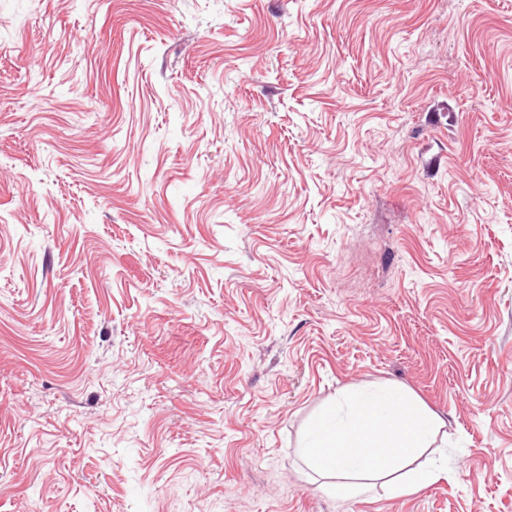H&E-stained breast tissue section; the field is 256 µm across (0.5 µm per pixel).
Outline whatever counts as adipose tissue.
<instances>
[{"instance_id":"ef3b65f1","label":"adipose tissue","mask_w":512,"mask_h":512,"mask_svg":"<svg viewBox=\"0 0 512 512\" xmlns=\"http://www.w3.org/2000/svg\"><path fill=\"white\" fill-rule=\"evenodd\" d=\"M444 421L393 388L348 392L319 415L304 455L350 497L370 493L377 480L405 492L437 481L444 466L424 459Z\"/></svg>"}]
</instances>
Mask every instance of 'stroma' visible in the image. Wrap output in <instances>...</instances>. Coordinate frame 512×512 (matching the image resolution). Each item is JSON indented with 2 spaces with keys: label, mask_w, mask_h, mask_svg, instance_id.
Segmentation results:
<instances>
[{
  "label": "stroma",
  "mask_w": 512,
  "mask_h": 512,
  "mask_svg": "<svg viewBox=\"0 0 512 512\" xmlns=\"http://www.w3.org/2000/svg\"><path fill=\"white\" fill-rule=\"evenodd\" d=\"M0 512H512V0H0ZM444 425L443 419L396 389L348 392L335 408L315 419L303 453L338 493L369 494L383 478L394 490L405 492L434 483L444 472L439 461L426 459L394 477L431 448Z\"/></svg>",
  "instance_id": "obj_1"
}]
</instances>
